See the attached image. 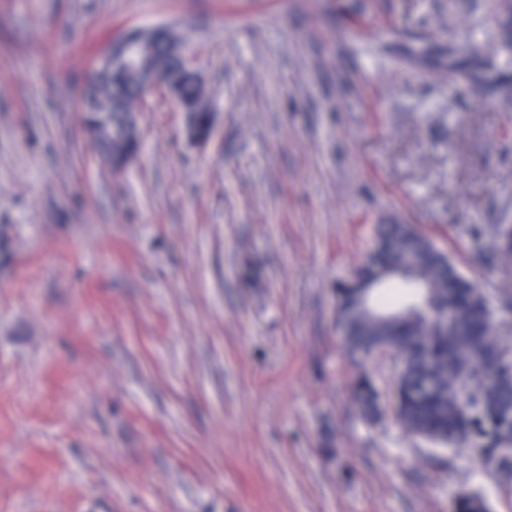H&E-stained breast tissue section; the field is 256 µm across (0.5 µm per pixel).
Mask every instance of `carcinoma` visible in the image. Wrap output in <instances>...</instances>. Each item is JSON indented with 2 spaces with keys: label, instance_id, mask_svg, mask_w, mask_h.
Wrapping results in <instances>:
<instances>
[{
  "label": "carcinoma",
  "instance_id": "cac0c4a2",
  "mask_svg": "<svg viewBox=\"0 0 512 512\" xmlns=\"http://www.w3.org/2000/svg\"><path fill=\"white\" fill-rule=\"evenodd\" d=\"M492 19L500 34L472 28L457 35L455 50L481 56L489 72L512 68V0H497ZM143 59L159 64L182 87V99L206 121L202 82L181 78L177 52L183 40L164 29L142 42ZM145 89L136 73L113 63L87 84L82 123L87 138L106 158L129 148L125 112ZM495 257L512 256V224L494 227ZM342 344L367 359L382 347L393 361V400L410 434L438 447L472 449L477 459L512 482V350L497 335V314L482 289L449 256L410 224H377L374 246L352 276L334 286ZM353 391L362 411L379 414L374 380L362 374ZM456 512H488L476 497H462Z\"/></svg>",
  "mask_w": 512,
  "mask_h": 512
}]
</instances>
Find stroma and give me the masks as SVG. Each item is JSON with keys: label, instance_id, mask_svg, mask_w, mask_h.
I'll return each mask as SVG.
<instances>
[{"label": "stroma", "instance_id": "stroma-1", "mask_svg": "<svg viewBox=\"0 0 512 512\" xmlns=\"http://www.w3.org/2000/svg\"><path fill=\"white\" fill-rule=\"evenodd\" d=\"M492 0H0V512H454L512 489L352 394L332 285L410 224L491 307L512 92L450 50ZM183 38L217 114L161 94L112 173L79 92L120 29Z\"/></svg>", "mask_w": 512, "mask_h": 512}]
</instances>
